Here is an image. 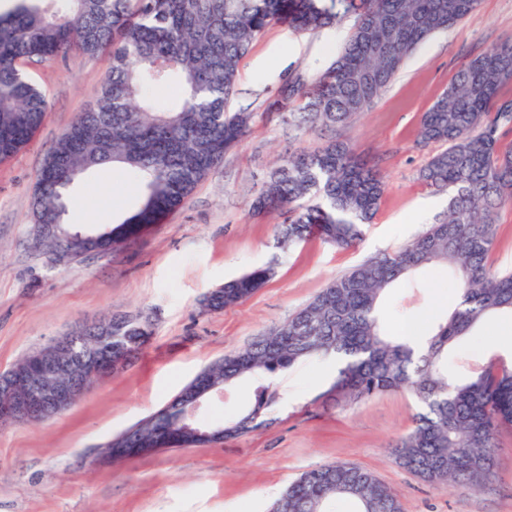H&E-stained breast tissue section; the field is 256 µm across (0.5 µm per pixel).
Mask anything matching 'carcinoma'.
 <instances>
[{
	"mask_svg": "<svg viewBox=\"0 0 512 512\" xmlns=\"http://www.w3.org/2000/svg\"><path fill=\"white\" fill-rule=\"evenodd\" d=\"M479 0H15L0 12V161L31 141L47 108L42 91L20 64H41L69 51L95 57L108 49L112 68L95 105L78 115L46 157L35 183L33 224H54L37 246L54 254L77 235L64 222L70 187L94 168L117 163L142 180L135 210L90 230L98 245L117 248L181 208L248 134L251 114L228 110L239 66L265 29L286 22L297 31L355 22L348 42L316 89L285 85L284 103L300 101L293 121L336 127L365 112L406 58L435 32L463 21ZM512 82V40L469 60L420 120V141L442 144L422 170L431 187L448 192V213L411 242L382 252L330 281L306 306L210 370L230 384L244 376L271 377L312 357L341 363L330 390L336 403H357L408 390L420 411L413 428L390 445L395 462L441 486L483 489L496 477L500 434L512 428V364L492 357L448 377V355L485 318L512 314V273L489 264L498 211L512 200V149L502 136L512 126V103L497 105ZM173 88L166 103L148 96ZM385 191L380 171L358 160L340 140L290 157L252 203L257 212L286 216L279 243L289 247L315 233L341 248L362 236ZM443 265L459 286V302L418 348L382 333L383 292L423 266ZM274 266L254 268L224 284L208 304L236 306L265 286ZM141 315L112 314V351L142 336ZM275 399L268 385L224 423L237 438L269 425ZM177 411L135 436H121L112 454L125 456L179 436ZM348 499L357 512H402L399 496L372 472L348 463L302 473L275 505L283 512H335Z\"/></svg>",
	"mask_w": 512,
	"mask_h": 512,
	"instance_id": "cac0c4a2",
	"label": "carcinoma"
}]
</instances>
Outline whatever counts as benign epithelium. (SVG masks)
Masks as SVG:
<instances>
[{"label":"benign epithelium","instance_id":"obj_1","mask_svg":"<svg viewBox=\"0 0 512 512\" xmlns=\"http://www.w3.org/2000/svg\"><path fill=\"white\" fill-rule=\"evenodd\" d=\"M75 331L54 339L31 355L25 368H12L0 376V427L16 422L38 423L62 414L96 382L122 370L137 353L133 347L120 356L112 355V334L91 337L84 353L73 361L60 355L69 349ZM224 391V383L194 381L179 395L177 425L188 429L205 400Z\"/></svg>","mask_w":512,"mask_h":512}]
</instances>
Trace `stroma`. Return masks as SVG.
<instances>
[{
    "label": "stroma",
    "mask_w": 512,
    "mask_h": 512,
    "mask_svg": "<svg viewBox=\"0 0 512 512\" xmlns=\"http://www.w3.org/2000/svg\"><path fill=\"white\" fill-rule=\"evenodd\" d=\"M354 20L297 33L271 25L243 59L232 111L251 113V130L226 152L186 205L129 245L77 262H56L32 245L29 201L37 173L69 124L94 103L111 65L71 53L27 67L48 109L30 143L0 162V372L75 326L114 312L150 314L155 332L134 362L98 382L65 413L41 423L0 427V512H270L289 483L324 464L352 462L400 497L403 512H512V429L502 432L493 490L437 486L399 467L389 446L410 431L419 406L404 390L339 405L329 389L335 363L303 362L272 379L270 426L221 444L162 448L121 460L108 445L166 406L208 366L244 348L304 307L331 280L370 256L390 252L445 217L448 195L420 171L437 145L419 142L420 118L456 72L512 39V0H480L455 27L435 33L406 59L374 104L347 124L303 131L277 103L285 82L315 85L349 38ZM338 138L377 165L381 206L354 247L319 236L282 248L279 219L252 201L270 171L290 156ZM137 178L110 165L71 188L79 207L66 220L90 228L135 208ZM275 276L243 303L208 310L203 298L253 267ZM459 290L446 267L430 265L387 291L385 333L417 324L421 334L451 312ZM470 361H512V317H494L455 349ZM259 378L209 398L200 422L233 419Z\"/></svg>",
    "instance_id": "obj_1"
}]
</instances>
